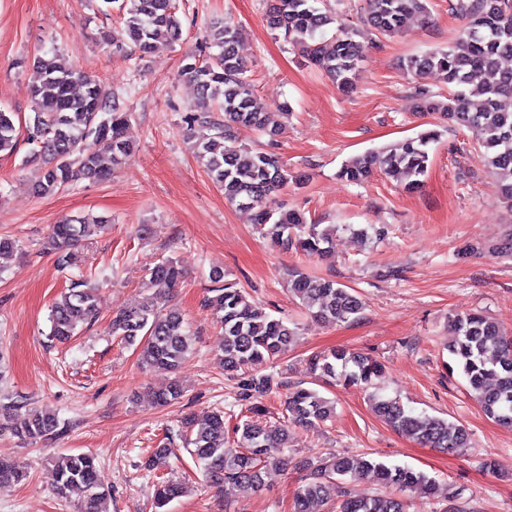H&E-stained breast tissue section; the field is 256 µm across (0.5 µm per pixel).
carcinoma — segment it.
<instances>
[{
    "mask_svg": "<svg viewBox=\"0 0 512 512\" xmlns=\"http://www.w3.org/2000/svg\"><path fill=\"white\" fill-rule=\"evenodd\" d=\"M319 0H272L266 12L270 30L301 47L309 63L324 72L336 86L348 91L359 78L364 45L356 32L337 24V19L317 6ZM364 22L383 36L398 33L409 15L429 20L426 0H367ZM176 0H122L119 11L129 41L140 55L159 49L161 31L169 42L180 39L181 23ZM456 10L468 19L466 30L446 49L433 48L410 55L399 62L404 74L413 77L438 72L452 92L438 99L426 90L418 92L416 110L441 112L451 123L475 130L482 158L495 176L503 202L512 206V108L502 101L512 97V69L502 60L512 57V0H457ZM337 25L331 41L323 39L324 29ZM241 30L229 23L211 29L204 48L189 57L181 76L197 88L202 115L187 117L192 128L199 124L206 132L194 136L193 150L212 181L224 191V198L251 214L252 222L263 227L265 237L285 249L308 256L329 251L331 229L306 223L293 210L274 209L271 196L288 183V170L273 152H254L236 145L238 132L255 131L274 139L277 128L268 113L254 105V92L246 76V66L238 55ZM216 48V53L204 50ZM30 92L33 112L28 117V142L32 156L42 161L33 184L39 196L57 193L69 183L87 179L102 181L131 155L124 138L130 113L120 99L102 87L99 79L82 68L67 63L51 51L33 58ZM15 115L0 109V153L17 146ZM433 131L393 143L379 151L358 155L342 165L339 176L361 183L375 171L403 174L408 186H419L428 169V145ZM104 224L101 217L76 216L52 226L47 248L65 265L72 249L88 231L90 223ZM177 265L166 260L149 273L152 297L137 305L118 309L109 331L139 351L143 366L174 371L189 352V338L183 313L168 306L170 290L180 281ZM210 280L216 287L207 299L208 308L223 330L224 372L239 379V399L248 404L249 416L234 427L236 448L224 447V413L210 412L182 422L180 436L206 481L215 486L234 485L256 491L270 467L288 468V424L311 428L329 419L331 401L314 389H288L287 421L270 424L262 419V398L283 386L272 374L249 373L247 369L267 363L288 351L296 331L282 319L272 317L252 303L236 284L224 281V272L215 270ZM291 293L314 316L329 322H345L363 309L362 299L353 290L334 280L292 274ZM98 315L97 288L87 279L74 281L68 292L52 307L50 336L65 343ZM455 339L448 353L463 374L467 388L484 414L501 425L512 426V337L503 335L496 321L473 312L458 313L453 319ZM310 369L317 378L350 386H368L382 373L376 359L334 350L315 354ZM178 381L153 394L159 406L180 399ZM22 411L14 402L0 404V432H9L24 441L35 442L60 433V420L50 412L26 410L21 426L13 416ZM374 414L398 433L431 448H467L466 429L446 419L415 415L393 398H373ZM176 455L168 441L153 450L148 467L169 466ZM307 471L295 493L293 512H314V505L326 502L338 489V482L372 475L379 491L337 501L336 512H408L405 493L421 488L434 492L436 483L426 473L411 468L390 467L373 457L330 455L299 464ZM21 466L0 457V485L20 480ZM51 485L58 494L80 486L86 493L84 512H106L105 488L90 454H64L48 468ZM186 493L182 482L169 479L156 488L155 508L165 507Z\"/></svg>",
    "mask_w": 512,
    "mask_h": 512,
    "instance_id": "cac0c4a2",
    "label": "carcinoma"
}]
</instances>
